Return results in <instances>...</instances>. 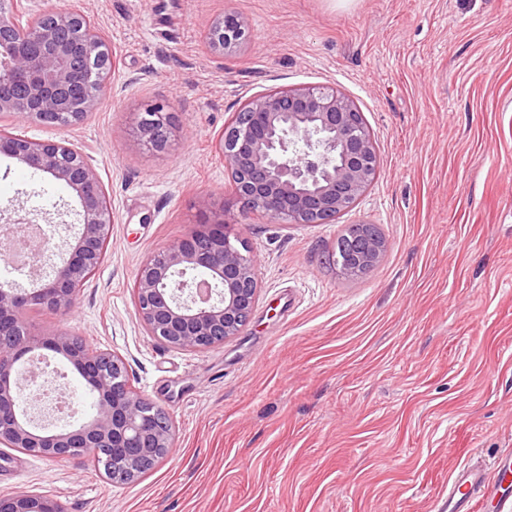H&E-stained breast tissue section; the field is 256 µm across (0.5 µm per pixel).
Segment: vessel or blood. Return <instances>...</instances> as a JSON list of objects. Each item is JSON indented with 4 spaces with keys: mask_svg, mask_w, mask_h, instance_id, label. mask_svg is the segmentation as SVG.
Here are the masks:
<instances>
[{
    "mask_svg": "<svg viewBox=\"0 0 512 512\" xmlns=\"http://www.w3.org/2000/svg\"><path fill=\"white\" fill-rule=\"evenodd\" d=\"M512 461L487 465L470 460L458 465L448 479V489L432 502L431 512H482L488 498H496L498 512H512V495L498 493L502 475Z\"/></svg>",
    "mask_w": 512,
    "mask_h": 512,
    "instance_id": "1",
    "label": "vessel or blood"
}]
</instances>
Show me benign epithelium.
Segmentation results:
<instances>
[{"label":"benign epithelium","mask_w":512,"mask_h":512,"mask_svg":"<svg viewBox=\"0 0 512 512\" xmlns=\"http://www.w3.org/2000/svg\"><path fill=\"white\" fill-rule=\"evenodd\" d=\"M49 22L30 30V45L18 47L14 17L0 12V112L20 120L49 116L76 123L101 102L105 81L97 77L104 43L74 14L54 10ZM249 29L236 14L213 22L211 49L239 42ZM243 119L232 116L219 141L225 166L236 175L234 199L272 223L328 224L355 205L375 179L378 158L357 104L331 88H277L247 100ZM138 130L155 150L173 134L169 113L144 112ZM0 154L59 182L78 198L81 230L67 256L38 276L31 289L0 286V445L48 459H69L93 448L109 464L112 481L133 478L153 448L168 454L172 424L163 422L130 385L123 362L107 369L80 337L29 334L25 315L41 307L62 315L77 302V288L90 275L108 243L112 210L96 171L81 153L61 142L20 141L0 131ZM227 206L202 201L198 227L160 254L148 257L134 281L135 310L147 333L173 348L202 351L238 335L256 306L259 281L255 256L242 252ZM358 261L374 263L382 245L359 225ZM61 356L94 395L95 413L70 428L34 422L28 390L44 370L41 351ZM0 512H59L53 502L26 491L0 498Z\"/></svg>","instance_id":"benign-epithelium-1"}]
</instances>
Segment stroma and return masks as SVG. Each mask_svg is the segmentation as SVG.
<instances>
[{
    "label": "stroma",
    "mask_w": 512,
    "mask_h": 512,
    "mask_svg": "<svg viewBox=\"0 0 512 512\" xmlns=\"http://www.w3.org/2000/svg\"><path fill=\"white\" fill-rule=\"evenodd\" d=\"M57 9L88 17L113 56L104 99L74 125L0 126L80 152L112 224L73 310L34 308L25 325L120 356L174 446L120 486L85 457L0 446V497L63 512H429L457 463L512 457V0H21L25 20ZM228 12L250 30L219 55L205 35ZM318 86L357 102L375 182L329 224L233 205L218 150L231 117L257 94ZM157 103L177 128L162 152L137 130ZM205 195L230 203L260 293L238 336L194 352L146 333L133 283L199 223ZM79 209L0 155V225L46 217L51 263ZM348 224L386 239L359 278L328 258ZM1 512H59L53 502L35 497L26 491L15 492L9 497L0 498Z\"/></svg>",
    "instance_id": "35a3bbf8"
}]
</instances>
